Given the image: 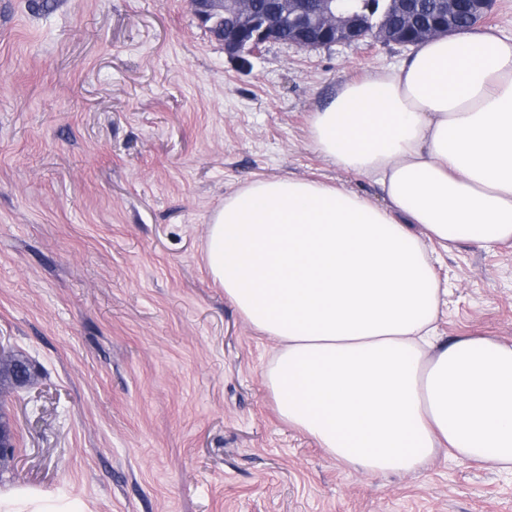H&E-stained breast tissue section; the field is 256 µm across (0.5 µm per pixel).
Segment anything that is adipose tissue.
I'll return each instance as SVG.
<instances>
[{
  "mask_svg": "<svg viewBox=\"0 0 512 512\" xmlns=\"http://www.w3.org/2000/svg\"><path fill=\"white\" fill-rule=\"evenodd\" d=\"M310 137L382 202L258 178L225 196L205 243L210 275L276 344L263 379L280 417L373 476L418 473L443 445L512 471V344L439 342L446 290L425 248L512 245V36L428 40L343 83Z\"/></svg>",
  "mask_w": 512,
  "mask_h": 512,
  "instance_id": "ef3b65f1",
  "label": "adipose tissue"
}]
</instances>
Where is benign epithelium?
<instances>
[{"label":"benign epithelium","instance_id":"1","mask_svg":"<svg viewBox=\"0 0 512 512\" xmlns=\"http://www.w3.org/2000/svg\"><path fill=\"white\" fill-rule=\"evenodd\" d=\"M202 24H216L226 13L236 19V34L222 39L224 52L243 59L259 54L267 45L279 42V30L286 26L294 33L291 45L304 50L359 43L367 39L403 47L419 44L440 35H452L461 28L453 16L465 13L474 24L487 21L495 0H445L448 16L439 22L414 25L403 12V24L395 29L386 22L393 12H402L406 0H365L366 12L350 7L353 0H280V6L258 14L252 0H188Z\"/></svg>","mask_w":512,"mask_h":512}]
</instances>
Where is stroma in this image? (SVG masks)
<instances>
[{
  "label": "stroma",
  "instance_id": "35a3bbf8",
  "mask_svg": "<svg viewBox=\"0 0 512 512\" xmlns=\"http://www.w3.org/2000/svg\"><path fill=\"white\" fill-rule=\"evenodd\" d=\"M396 44L230 58L187 0H0V346L33 384L0 391L25 488L83 512H512V474L440 450L374 477L283 422L275 344L204 262L213 212L261 177L378 198L328 163L313 112L400 64ZM439 336L512 344V247L460 244Z\"/></svg>",
  "mask_w": 512,
  "mask_h": 512
}]
</instances>
